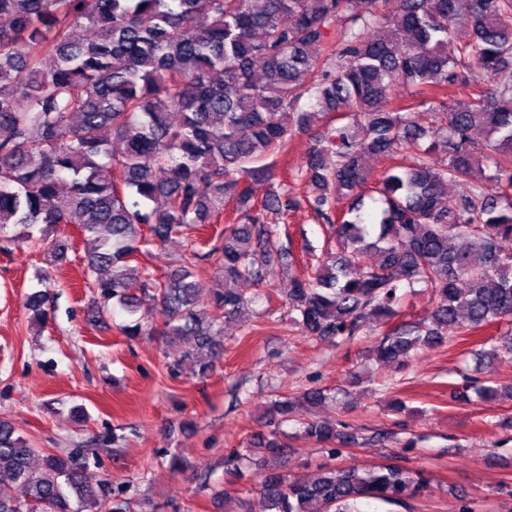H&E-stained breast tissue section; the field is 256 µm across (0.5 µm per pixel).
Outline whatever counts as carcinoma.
<instances>
[{
	"instance_id": "1",
	"label": "carcinoma",
	"mask_w": 512,
	"mask_h": 512,
	"mask_svg": "<svg viewBox=\"0 0 512 512\" xmlns=\"http://www.w3.org/2000/svg\"><path fill=\"white\" fill-rule=\"evenodd\" d=\"M379 3L0 0V249L30 240L38 224L79 228L95 294L87 316L100 320L115 302L132 317L121 333L145 336L151 327L136 317L139 294L153 296L168 344L192 341L171 369L191 361L201 378L215 370V337L240 317L245 289L270 273L275 241L266 215L284 219L303 205L336 239L314 271L288 264L286 303L306 334L358 336L374 315L386 324L399 290L415 283L436 297L431 321L390 326L376 345L382 362L453 333L511 323L512 250L504 243L512 242V84L495 76L512 65V0H399L397 33L374 39L366 30ZM462 13L467 29L455 23ZM331 27L341 29L335 41ZM78 28L92 37L76 40ZM449 44L457 55H448ZM472 71L484 80L471 108L441 113L445 160L433 165L436 142L421 144L426 132L394 105V87L435 108ZM305 97L342 122L316 139L305 199L281 188L259 202L250 182L276 184L267 159L309 126ZM407 145L417 155L412 168L394 163ZM366 154L391 161L372 187ZM481 162L492 174L474 182ZM451 182L465 188L446 202ZM226 203L232 223L207 257L232 287L202 296L192 261L159 274L132 265L150 243L218 223ZM371 253L379 261L367 265ZM462 280L468 287H458ZM41 285L26 298L40 325L53 303L47 281ZM475 391L512 398V386L491 379ZM293 417L295 403L274 402L273 423ZM302 425L320 443L347 440L332 424ZM429 484L423 471L398 464L327 467L306 482L273 466L251 512H359L363 499L402 506ZM0 512H129V504L109 480L90 482L77 453L41 452L0 421Z\"/></svg>"
}]
</instances>
